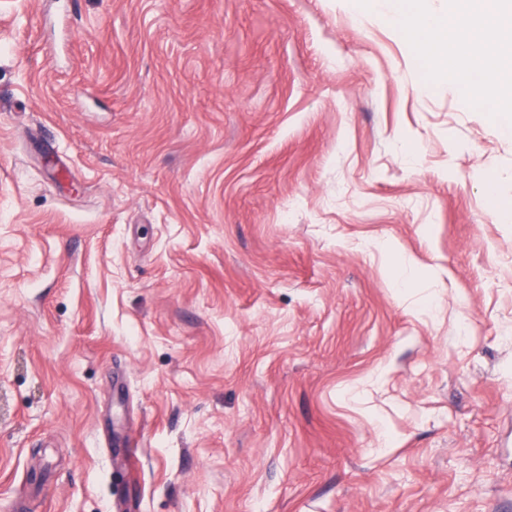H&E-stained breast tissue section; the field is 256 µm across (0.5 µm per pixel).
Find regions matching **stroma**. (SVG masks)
<instances>
[{
	"mask_svg": "<svg viewBox=\"0 0 512 512\" xmlns=\"http://www.w3.org/2000/svg\"><path fill=\"white\" fill-rule=\"evenodd\" d=\"M506 123L369 0H0V512H512Z\"/></svg>",
	"mask_w": 512,
	"mask_h": 512,
	"instance_id": "1",
	"label": "stroma"
}]
</instances>
